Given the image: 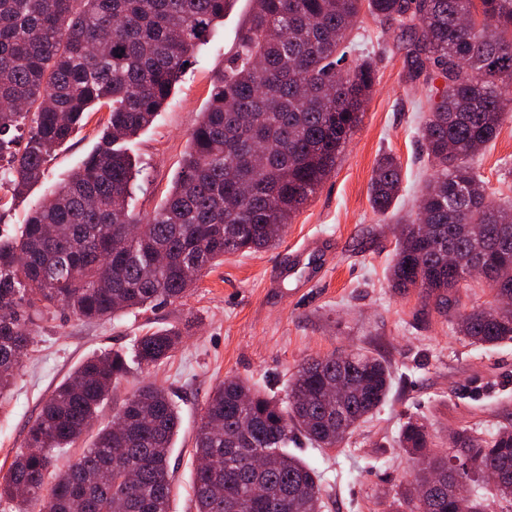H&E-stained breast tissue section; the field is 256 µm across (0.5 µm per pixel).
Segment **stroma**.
<instances>
[{"instance_id": "1", "label": "stroma", "mask_w": 512, "mask_h": 512, "mask_svg": "<svg viewBox=\"0 0 512 512\" xmlns=\"http://www.w3.org/2000/svg\"><path fill=\"white\" fill-rule=\"evenodd\" d=\"M249 9V0H232L168 103L130 142L140 167L131 208L140 218L150 217L167 195L211 83L234 54ZM355 43L353 60L370 61L376 77L362 121L335 170L276 245L225 255L180 303L94 322L53 309L37 327L12 390L0 398V471L23 449L29 426L54 388L84 359L105 350L123 353L129 372L104 401L99 424L110 423L145 381L164 386L179 411L171 512H194L192 446L208 395L229 376L281 398L306 359L360 349L386 362L392 378L387 400L351 438L334 449L318 450L303 439L293 447L320 476L323 512H389L412 475V461L399 442L407 418L426 424L437 454L447 451L458 428L512 429V342L482 347L456 330L459 314L492 301L490 288L475 282L460 289L445 311L426 303L419 289L403 293L389 284L400 226L414 215L432 172L422 139L430 84L410 79L408 46L397 22L362 15ZM104 118L90 113L27 199L0 218V235L15 234L31 204L79 165ZM386 153L401 163L403 191L394 209L382 215L371 206L369 188L376 162ZM475 167L494 199L512 205V111ZM171 325L188 326L182 345L165 362L141 369L134 359L136 338Z\"/></svg>"}]
</instances>
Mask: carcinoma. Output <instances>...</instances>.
Returning <instances> with one entry per match:
<instances>
[{
	"label": "carcinoma",
	"instance_id": "cac0c4a2",
	"mask_svg": "<svg viewBox=\"0 0 512 512\" xmlns=\"http://www.w3.org/2000/svg\"><path fill=\"white\" fill-rule=\"evenodd\" d=\"M230 0H0V208L25 198L55 150L93 108L107 112L96 148L34 205L11 242L0 240V395L32 346L35 320L62 306L83 320L180 302L224 255L275 244L335 169L375 83L367 62L348 63L347 41L366 12L410 32V76L444 82L423 128L433 167L416 219L400 227L390 286L421 290L438 307L480 267L512 296V207L476 173L512 102V0H251L238 50L216 77L173 186L146 223L132 213L136 163L123 144L149 127L185 64ZM400 163L382 156L370 184L375 212L401 191ZM457 265L448 269V249ZM473 343L512 341V300L459 316ZM179 327L135 341L139 364L168 359ZM119 352L84 360L45 400L26 450L0 476L14 512H171L170 456L180 416L166 390L145 382L112 424L45 488L55 453L89 431L125 376ZM385 361L367 352L306 361L286 399L227 378L206 401L195 436V512H321L319 476L288 442L302 435L337 448L387 397ZM406 453L429 456L424 422L401 427ZM461 472L475 482L503 473L498 502L512 505V430L455 432ZM431 457V456H429ZM431 460L448 466V455ZM416 473L394 512H488L450 488L426 499Z\"/></svg>",
	"mask_w": 512,
	"mask_h": 512
}]
</instances>
